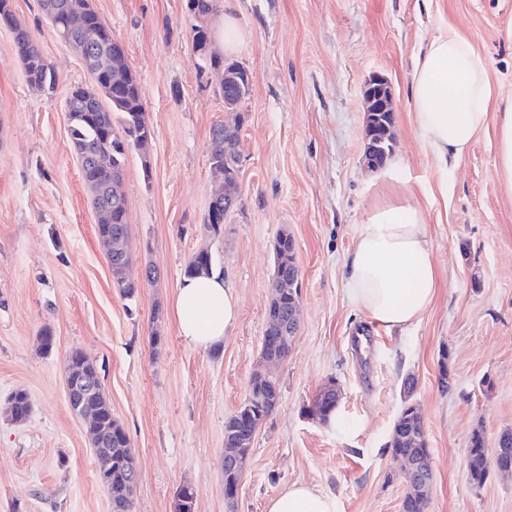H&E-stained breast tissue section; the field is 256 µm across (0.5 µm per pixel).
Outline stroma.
Masks as SVG:
<instances>
[{"instance_id":"1","label":"stroma","mask_w":512,"mask_h":512,"mask_svg":"<svg viewBox=\"0 0 512 512\" xmlns=\"http://www.w3.org/2000/svg\"><path fill=\"white\" fill-rule=\"evenodd\" d=\"M126 49L153 138L124 171L133 276L157 278L127 299L112 287L96 215L72 149L65 99L90 77L57 37L39 0H12L57 74L52 92L26 81L13 34L0 25V405L25 391L32 413L0 415V512H112L83 423L70 411L65 365L92 360L124 425L139 477L133 512H174L182 486L195 512H266L304 482L337 512H402L405 481L389 447L404 403L421 414L433 476L427 512H512V476L470 483L468 445L488 449L512 431V195L493 167L494 128L439 173L410 115L420 40L454 29L473 42L492 84L512 97V0H221L207 21L232 18L237 50L211 51L249 72L239 106L240 203L220 232L206 222L221 181L211 130L225 117L220 76L200 70L186 0H91ZM387 79L396 146L379 169L363 161V87ZM408 198L433 238L442 287L403 333L369 331L346 288L357 229L379 203ZM296 244L302 314L292 349L270 370L281 398L255 436L234 501L224 498V423L260 370V346L281 229ZM238 289L240 317L218 348L186 345L170 316L184 269L199 251ZM54 343L42 352L39 336ZM163 343L152 347V330ZM342 433L307 413L327 382Z\"/></svg>"}]
</instances>
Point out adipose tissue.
<instances>
[{"mask_svg":"<svg viewBox=\"0 0 512 512\" xmlns=\"http://www.w3.org/2000/svg\"><path fill=\"white\" fill-rule=\"evenodd\" d=\"M412 119L424 149L440 173L469 152L488 125L497 133L494 168L512 195V98L499 100L473 43L448 31L424 43L411 79ZM347 288L353 305L378 329L390 333L416 326L441 286L432 237L421 211L408 201L374 206L359 225L348 255ZM240 314L236 288L212 274L184 279L171 315L189 346L208 350L235 330ZM267 512H337L335 499L293 483L267 504Z\"/></svg>","mask_w":512,"mask_h":512,"instance_id":"1","label":"adipose tissue"}]
</instances>
